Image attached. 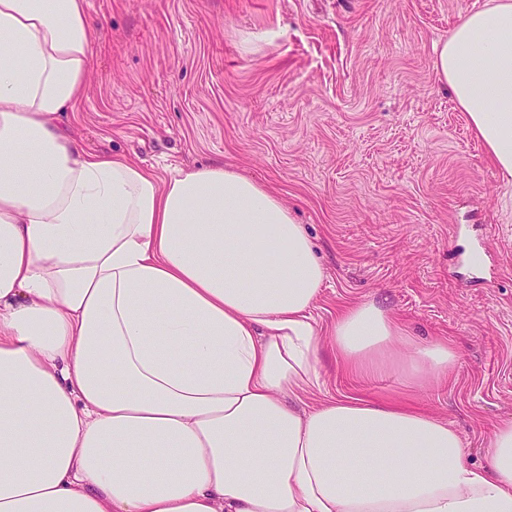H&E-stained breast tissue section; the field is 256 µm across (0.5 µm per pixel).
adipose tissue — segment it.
<instances>
[{"label": "adipose tissue", "instance_id": "1", "mask_svg": "<svg viewBox=\"0 0 512 512\" xmlns=\"http://www.w3.org/2000/svg\"><path fill=\"white\" fill-rule=\"evenodd\" d=\"M86 0H0V512H512V420L467 461L442 418L327 394L445 375L374 300L312 317L326 270L263 184L164 179L58 125L85 92ZM431 69L512 177V0Z\"/></svg>", "mask_w": 512, "mask_h": 512}]
</instances>
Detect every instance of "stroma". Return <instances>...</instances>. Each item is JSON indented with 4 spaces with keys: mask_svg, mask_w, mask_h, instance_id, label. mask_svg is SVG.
Wrapping results in <instances>:
<instances>
[{
    "mask_svg": "<svg viewBox=\"0 0 512 512\" xmlns=\"http://www.w3.org/2000/svg\"><path fill=\"white\" fill-rule=\"evenodd\" d=\"M489 0H88L87 92L61 124L90 153L167 178L221 163L265 184L326 267L312 310L381 301L448 375L339 373L327 390L408 401L480 462L512 419V183L431 70Z\"/></svg>",
    "mask_w": 512,
    "mask_h": 512,
    "instance_id": "35a3bbf8",
    "label": "stroma"
}]
</instances>
